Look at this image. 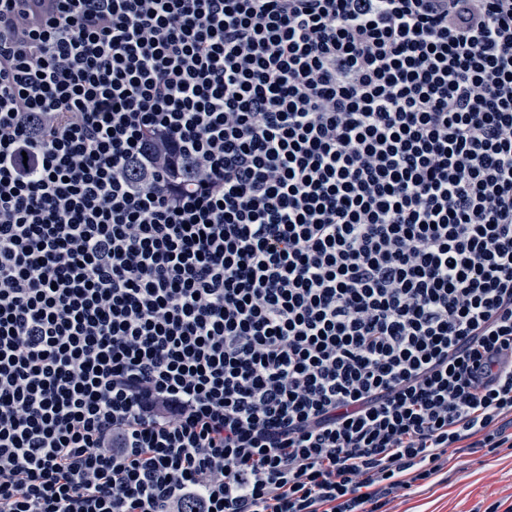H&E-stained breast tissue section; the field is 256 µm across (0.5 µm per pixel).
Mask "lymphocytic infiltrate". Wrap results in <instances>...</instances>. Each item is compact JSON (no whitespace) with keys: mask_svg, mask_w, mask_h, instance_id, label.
Masks as SVG:
<instances>
[{"mask_svg":"<svg viewBox=\"0 0 512 512\" xmlns=\"http://www.w3.org/2000/svg\"><path fill=\"white\" fill-rule=\"evenodd\" d=\"M512 447V0H0V512H384Z\"/></svg>","mask_w":512,"mask_h":512,"instance_id":"1","label":"lymphocytic infiltrate"}]
</instances>
